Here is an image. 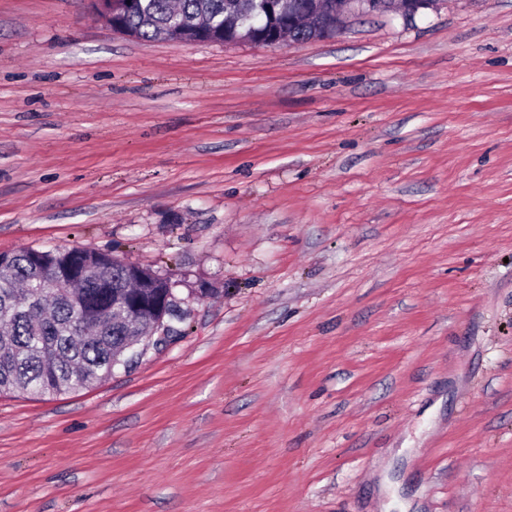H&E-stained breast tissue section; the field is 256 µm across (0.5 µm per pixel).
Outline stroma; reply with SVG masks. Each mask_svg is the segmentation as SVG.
<instances>
[{"mask_svg": "<svg viewBox=\"0 0 512 512\" xmlns=\"http://www.w3.org/2000/svg\"><path fill=\"white\" fill-rule=\"evenodd\" d=\"M58 247L184 317L0 395V512H512V0L277 47L0 0V252Z\"/></svg>", "mask_w": 512, "mask_h": 512, "instance_id": "obj_1", "label": "stroma"}]
</instances>
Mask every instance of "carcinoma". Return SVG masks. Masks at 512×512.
<instances>
[{
    "instance_id": "carcinoma-1",
    "label": "carcinoma",
    "mask_w": 512,
    "mask_h": 512,
    "mask_svg": "<svg viewBox=\"0 0 512 512\" xmlns=\"http://www.w3.org/2000/svg\"><path fill=\"white\" fill-rule=\"evenodd\" d=\"M143 7L126 12L121 28L137 38L165 36L192 40L206 27L226 42L252 32V25L288 32V19L265 11L266 0H142ZM33 249L10 254L0 268V393L57 396L111 376L127 339L122 326L103 329L105 308L96 303L120 269L108 254L98 253L99 287L78 283L60 290L46 266L36 263Z\"/></svg>"
}]
</instances>
